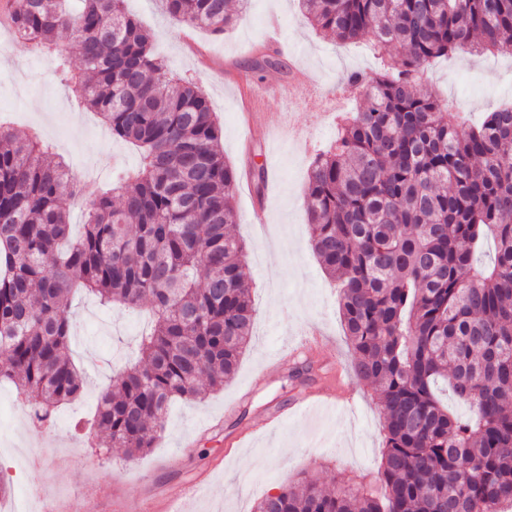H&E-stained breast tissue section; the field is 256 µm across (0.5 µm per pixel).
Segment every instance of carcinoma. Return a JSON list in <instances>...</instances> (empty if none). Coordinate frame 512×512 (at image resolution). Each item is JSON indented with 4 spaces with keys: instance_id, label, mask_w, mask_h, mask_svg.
<instances>
[{
    "instance_id": "cac0c4a2",
    "label": "carcinoma",
    "mask_w": 512,
    "mask_h": 512,
    "mask_svg": "<svg viewBox=\"0 0 512 512\" xmlns=\"http://www.w3.org/2000/svg\"><path fill=\"white\" fill-rule=\"evenodd\" d=\"M14 36L50 52L71 32L81 69L52 53L54 79L140 149L72 232L64 199L77 183L33 133L0 127V382L32 402L38 422L79 397L67 349L71 293L101 304H151L140 359L99 397L92 427L128 456L155 447L169 405L224 384L252 336L236 170L201 88L161 79L154 36L124 0H9ZM178 23L215 35L231 0H163ZM340 43L399 47L387 67L354 72L356 112L310 166L309 245L340 282L356 376L383 411L380 490L352 478L326 492L306 477L255 512H512V106L464 128L419 88L433 59L512 52V0H299ZM495 242L490 266L475 254ZM468 405L458 416L442 393Z\"/></svg>"
}]
</instances>
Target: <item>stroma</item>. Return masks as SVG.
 Segmentation results:
<instances>
[{"label": "stroma", "instance_id": "1", "mask_svg": "<svg viewBox=\"0 0 512 512\" xmlns=\"http://www.w3.org/2000/svg\"><path fill=\"white\" fill-rule=\"evenodd\" d=\"M142 26L155 33V51L167 77L197 79L220 125L225 161L240 173L274 164L277 179L266 188L264 223H254L253 197L237 194L232 235L247 245L246 273L255 308L253 333L235 374L201 398L178 400L150 452L128 457L77 423L88 422L99 393L112 382L115 359L133 363L149 326L147 307L118 312L91 296L72 304L70 353L84 375L80 400L61 406L53 428L33 424L28 399L0 382V512L27 501L30 512H141L147 504L180 500L186 486L209 478L208 494L190 499L189 512H254L257 501L300 477L332 488L354 477L375 481L383 450L381 415L373 387L357 378L351 407L275 414L304 390L328 381L326 352L348 363L349 348L339 313L338 290L308 247L306 182L314 158L336 138L337 110L346 96L345 77L381 70L384 56L368 44H337L312 28L298 0H246L235 25L215 36L171 19L160 0H125ZM0 121L18 131L38 130L80 182L68 203L69 219L81 225L89 204L120 176L134 175L141 159L130 144L112 138L91 112L78 111L71 91L52 75L50 54L33 50L0 26ZM267 60L261 70L256 60ZM312 77L301 96L280 99L276 85L296 68ZM268 90L265 116L249 126L248 101L235 84L239 73ZM423 86L455 112L458 123H480L487 112L512 103V55L456 54L437 59ZM325 336V353L313 356L306 381L291 376L292 343L310 330ZM262 383H255L256 374ZM270 418L267 433L253 436L254 423Z\"/></svg>", "mask_w": 512, "mask_h": 512}]
</instances>
